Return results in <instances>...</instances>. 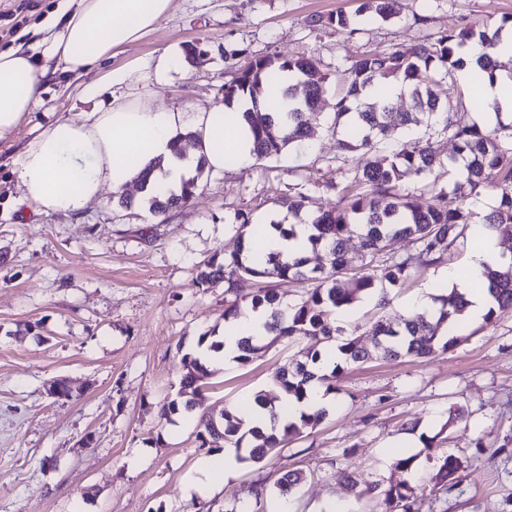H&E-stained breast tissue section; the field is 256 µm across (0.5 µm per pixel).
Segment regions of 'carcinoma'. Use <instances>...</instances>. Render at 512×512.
I'll return each mask as SVG.
<instances>
[{"instance_id": "carcinoma-1", "label": "carcinoma", "mask_w": 512, "mask_h": 512, "mask_svg": "<svg viewBox=\"0 0 512 512\" xmlns=\"http://www.w3.org/2000/svg\"><path fill=\"white\" fill-rule=\"evenodd\" d=\"M400 0H362L361 11L371 12L382 20L395 16ZM512 28V17L503 18L489 31L464 27L451 31L429 45L407 51L375 52L355 60L345 69L347 89L336 103L334 128L345 130V148L362 150L367 163L355 172H340L336 183L340 195L334 210L313 214L307 210L306 196L291 193L280 196L297 224H275L284 237L296 236V225L309 223L314 233L308 236L312 251L324 253L318 269L308 266V259L290 258L281 253L262 254L252 250L251 237L258 227L251 215H235L239 246L219 262L211 259L197 266L195 282L199 286H224L234 299L225 301L224 327H229L246 311L265 309L270 312L266 323L271 342L282 338L309 337L324 344L325 349L307 353L306 360L293 368H281L272 375V389L262 390L254 402L268 410L271 433L250 426L235 410L226 409L220 417L201 413L197 418V438L201 447L218 451L244 448L248 455L240 461L260 464L278 457L289 440L313 428L326 415L318 409L302 413L299 419L277 429L276 402L284 394L296 401L308 397V389L316 381L325 393L338 391L336 381L347 369L372 358L357 339L355 332L337 324L336 314L346 312L361 296H378L382 308L389 304L388 289L403 288L418 272L440 263L444 252L459 238L464 226L473 223L474 213L468 200L484 185L501 190L499 206L482 220L501 236L512 237V123L501 122L488 129L466 118L465 103L455 86V73L466 66L462 50L473 42L489 43L506 28ZM287 82L282 96L289 102L285 116L274 111L257 110L266 90L278 82ZM328 81L319 64L309 58L256 57L224 85V107L229 110L240 99H248L254 111L241 113L247 127V139L255 160L265 161L279 156L285 149L305 140L311 131V120L318 118L317 102ZM396 82L410 95L416 107L427 114L438 132L455 145V155L442 159L429 146L396 145L384 155H376L379 146L395 140L399 130L410 121L406 112H397L385 98L373 94L384 85ZM448 175L451 192L439 190L427 205L418 203L412 192L404 188L410 177L427 179L435 170ZM205 161L197 160L195 174L183 180L177 190L163 186L141 197L140 207L155 217L185 206L199 188V177ZM361 240L360 263L351 279L343 283L339 274L346 270L349 258L345 244L352 236ZM413 249L400 252L401 243ZM255 280L259 287L249 297L236 295L237 282ZM488 292L496 306L485 316L493 323L512 311V261L486 275ZM309 281L313 287L304 299L282 306L272 288L276 281ZM440 306L435 312L402 316L396 321L379 320L369 333L380 337L377 352L385 358L424 359L439 351L445 353L458 337L448 335V326L463 314L467 302L453 288L437 296ZM242 363L259 353L266 345L259 339L243 337L238 341ZM185 373L179 395L196 394L207 375L205 363L198 357L185 355ZM436 480L440 489L449 492L457 485L460 462L453 455L438 458ZM305 480L303 473L287 471L276 485L288 493ZM365 493L382 498L384 512H422L427 500L426 488L407 483L384 487L377 483Z\"/></svg>"}]
</instances>
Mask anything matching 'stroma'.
<instances>
[{"instance_id": "stroma-1", "label": "stroma", "mask_w": 512, "mask_h": 512, "mask_svg": "<svg viewBox=\"0 0 512 512\" xmlns=\"http://www.w3.org/2000/svg\"><path fill=\"white\" fill-rule=\"evenodd\" d=\"M360 0H173L170 12L112 60L77 76L48 56V20L63 0H0V50L35 53L48 74L29 121L0 139V512H253L248 483L264 479V512H380L379 501L344 482L434 485L438 457L461 463L460 483L430 501L431 512H512V313L485 325L460 321L458 343L427 361L375 358L346 370L331 395L326 418L291 440L277 465H240L223 487L197 492L192 482L210 449L200 447L195 420L160 416L177 398L183 354H199L200 335L224 323L223 288L196 285V267L237 249L234 215L254 223L286 217L280 195L308 196L314 210L335 209L326 186L338 168L356 170L366 158L345 152L333 128L342 73L370 51L431 44L449 30L476 28L512 16V0H401L383 21L358 15ZM354 18L357 31L324 24L334 13ZM195 43L201 63L165 54ZM235 51L225 62V50ZM259 56L315 59L328 75L320 117L301 144L278 158L230 164L204 173L184 207L158 222L148 211L113 201L67 216L35 212L22 202L13 173L35 127L77 112H97L112 101L154 109L200 112L224 102L235 67ZM412 115L401 141L430 144L454 155L410 99ZM472 241L463 237L443 264L390 292L357 302L341 318L368 330L378 319L407 314L413 301L439 295L446 267L464 265ZM30 323V335H17ZM309 338L269 345L250 362L215 363L203 381L202 409L224 407L269 389L275 369L315 350ZM60 380L71 398H53ZM413 445V473L393 466L397 448ZM300 470L304 483L280 493L277 479Z\"/></svg>"}]
</instances>
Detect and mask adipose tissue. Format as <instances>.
I'll return each instance as SVG.
<instances>
[{
  "label": "adipose tissue",
  "instance_id": "1",
  "mask_svg": "<svg viewBox=\"0 0 512 512\" xmlns=\"http://www.w3.org/2000/svg\"><path fill=\"white\" fill-rule=\"evenodd\" d=\"M171 7L172 0H78L75 10L55 16L60 31L51 52L67 72L84 74L111 59L115 49L138 40ZM484 54L494 60L512 58V34L502 35L492 46L471 44L466 51L468 64L460 73L464 82L478 86L480 124L512 122V94L475 64ZM44 76L33 55L17 49L0 51V139L28 118ZM188 119L201 135V154L208 168L223 170L228 153L238 164L252 162L241 120L225 121L223 109L188 116L146 105L110 106L39 126L14 170L23 199L44 213L75 214L99 201L103 188H125L155 157L166 162L164 183L177 186L187 177L188 167L174 157L171 140ZM471 235L474 250L469 263L461 270L448 269L447 279L464 294L467 319L476 322L493 305L488 291L479 286L484 271L506 256L486 225H473Z\"/></svg>",
  "mask_w": 512,
  "mask_h": 512
}]
</instances>
